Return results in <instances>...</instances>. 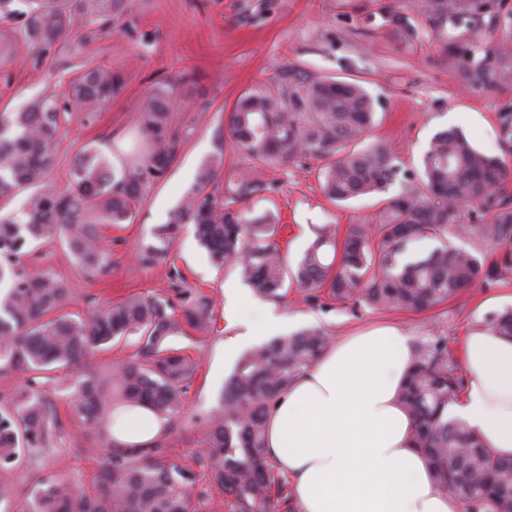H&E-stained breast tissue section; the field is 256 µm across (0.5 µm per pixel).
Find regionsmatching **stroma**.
Here are the masks:
<instances>
[{"label":"stroma","mask_w":512,"mask_h":512,"mask_svg":"<svg viewBox=\"0 0 512 512\" xmlns=\"http://www.w3.org/2000/svg\"><path fill=\"white\" fill-rule=\"evenodd\" d=\"M103 32L77 41L46 58L0 57V110L21 111L49 87L63 89L85 63L111 66L125 81L122 93L104 105L90 124L73 121L57 144L51 181L70 183L77 153L92 145L109 150L128 146L137 122V108L157 86L176 83L180 100L177 122L187 139L167 175L147 194L130 221L101 233L112 253V267L103 275L88 274L59 243H44L22 265L28 273H54L73 291L72 312L85 315L105 302L139 293L176 299L178 292H201L214 301V328L208 335L190 332L173 339L174 347L194 356L200 368L181 391L182 413L165 426L167 459L193 468V495L200 512H229L221 491L208 480L199 450L207 414L220 400L225 379L236 360L224 355V339L246 334L266 310L283 317L286 333L316 326L338 337L378 324H391L412 340L444 336L460 351L464 336L483 327L487 316L512 307V276L465 291L448 304L421 312L376 311L330 295L307 299L290 289L284 300L256 297L230 270L214 266L186 225L165 259L138 265L136 254L153 241V229L192 185L200 164L223 157L226 167L248 169L244 155L224 138V120L237 98L249 90L270 89L282 65L298 64L315 74L364 80L375 102L370 138L400 150L403 169L416 172L432 136L458 128L474 146L501 158L508 172L503 188L512 197V143L500 131L501 108L512 93L497 99L460 91L448 70L435 63L438 46L420 39L404 47L388 39L384 6L394 0H128ZM319 164L309 159L288 169H267L265 181L277 189L268 199H253L250 215H277V242L290 262H297L315 237L317 227L376 223L382 212L378 197H360L343 204L329 201L318 179ZM81 369L36 374L51 409L62 423L47 451L35 461H20L12 472L17 497H26L45 474L55 473L75 486L92 488L99 475L102 445L88 430L74 428L68 402Z\"/></svg>","instance_id":"obj_1"}]
</instances>
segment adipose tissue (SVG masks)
I'll return each mask as SVG.
<instances>
[{
  "instance_id": "adipose-tissue-1",
  "label": "adipose tissue",
  "mask_w": 512,
  "mask_h": 512,
  "mask_svg": "<svg viewBox=\"0 0 512 512\" xmlns=\"http://www.w3.org/2000/svg\"><path fill=\"white\" fill-rule=\"evenodd\" d=\"M411 350L394 327L339 337L271 408L266 446L297 512H460L411 446L412 419L397 399ZM460 354L469 381L448 414L512 458V341L478 329ZM112 420L124 446L150 445L164 428L141 407Z\"/></svg>"
}]
</instances>
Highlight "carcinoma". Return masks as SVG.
Listing matches in <instances>:
<instances>
[{
  "label": "carcinoma",
  "instance_id": "carcinoma-1",
  "mask_svg": "<svg viewBox=\"0 0 512 512\" xmlns=\"http://www.w3.org/2000/svg\"><path fill=\"white\" fill-rule=\"evenodd\" d=\"M406 2L421 27L387 5L389 38L410 45L427 35L439 46L437 64L462 91L495 98L512 89V10L504 11L506 0ZM126 8L124 0H0V19L18 21L15 30L0 34V47L47 55L82 28L106 25ZM123 86L121 73L90 64L61 94L45 93L21 112H0V201L28 192L20 216H0V283L10 280L0 295V370L32 374L81 366L87 375L74 387L71 414L108 442L91 491L74 494L67 480L46 474L17 502L11 481L16 462L41 457L59 428L41 391L19 389L0 408V512H198L190 493L194 472L166 463L161 436L147 447L112 443V410L148 406L172 422L182 407L180 388L192 381L199 364L170 340L186 326L210 333L213 301L190 296L177 316L168 300L131 294L75 318L64 278L30 275L20 266L32 243L57 239L87 271L108 268L98 225L130 220L176 159L185 138L172 108L174 88L165 84L140 107L120 171L103 150L84 148L72 166L70 188L59 190L48 181L60 130L77 117L91 118ZM374 115V101L360 81L334 80L294 64L281 67L275 89L244 92L226 117L233 147L254 165L226 172L221 157L201 164L192 186L154 229L156 243L139 252L140 264L162 257L192 224L211 261L237 271L256 296L267 299L282 300L290 288L322 289L336 301L420 312L507 277L509 267L488 265L450 242L463 235L477 248L512 245L503 160L458 130H443L431 139L422 171L408 177L395 145L367 141ZM308 158L321 162L320 186L336 203L384 194L397 181L401 191L388 200L377 224H351L342 236L333 224L318 228L293 268L275 241L278 225L265 214L247 217L243 205L273 191L260 178L261 168L283 169ZM220 184L219 198L213 188ZM422 238L438 245L424 256L407 257L410 245ZM487 327L512 339V308L489 317ZM130 336L136 337L138 358L99 374L90 354ZM330 344L324 330L309 327L255 345L238 358L209 418L201 454L230 512H295L287 481L266 450L267 414ZM462 388L446 337L414 343L398 392L413 420L412 446L463 512H512V459L497 457L472 428L448 417Z\"/></svg>",
  "mask_w": 512,
  "mask_h": 512
}]
</instances>
